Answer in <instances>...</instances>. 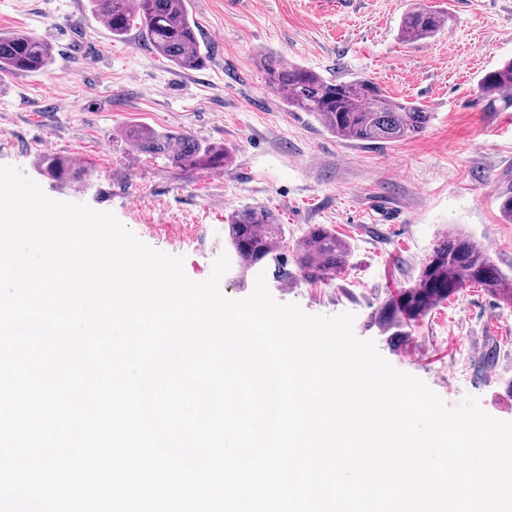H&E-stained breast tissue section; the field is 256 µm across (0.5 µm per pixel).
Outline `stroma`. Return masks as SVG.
<instances>
[{
    "mask_svg": "<svg viewBox=\"0 0 512 512\" xmlns=\"http://www.w3.org/2000/svg\"><path fill=\"white\" fill-rule=\"evenodd\" d=\"M415 0H188L210 59L179 71L148 51L137 32L113 39L90 0H0V29L51 42L41 73H0V165L18 167L55 200L114 213L150 247L184 259L207 279L228 253L231 214L261 205L287 239L324 224L352 246L326 284L278 279L273 298L307 314H354L395 369L423 380L448 406L473 396L512 421V305L480 286L463 289L407 335L374 315L408 286L437 237L457 230L489 249L512 275V223L498 193L512 186V99L481 95L479 80L512 59V0H432L448 19L434 37L398 36ZM325 77L379 83L398 101L432 112L425 132L380 145L340 139L288 109L266 84L264 57ZM189 134L231 149L227 169H178L134 146L133 126ZM70 162L57 180L38 155Z\"/></svg>",
    "mask_w": 512,
    "mask_h": 512,
    "instance_id": "35a3bbf8",
    "label": "stroma"
}]
</instances>
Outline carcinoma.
<instances>
[{"mask_svg": "<svg viewBox=\"0 0 512 512\" xmlns=\"http://www.w3.org/2000/svg\"><path fill=\"white\" fill-rule=\"evenodd\" d=\"M94 12L106 20L112 38L121 39L137 29L157 55L181 70L205 67L209 55L201 44L199 27L189 16L186 0H90ZM444 15L426 3H418L400 24L402 40L415 42L438 33ZM54 62V46L21 30L0 32V72L36 73ZM268 87L283 93L290 108L313 115L337 137L363 143L398 142L426 129L432 113L412 102L395 101L372 79H327L313 70L285 65L265 58ZM481 90L489 97L512 92V60L486 72ZM129 138L142 151L163 154L179 169L226 168L232 155L227 147L191 136L159 134L150 129H131ZM39 166L57 179L69 175L70 164L51 155L39 158ZM227 237L232 259L245 275L282 251L284 226L262 206H246L231 216ZM292 258L299 276L308 283L327 282L351 257L348 241L324 224H311L292 244ZM478 285L512 305V276L495 266L485 247L473 237L453 231L437 238L430 254L409 286L386 300L378 310L382 330L405 335L404 328L468 286Z\"/></svg>", "mask_w": 512, "mask_h": 512, "instance_id": "1", "label": "carcinoma"}]
</instances>
